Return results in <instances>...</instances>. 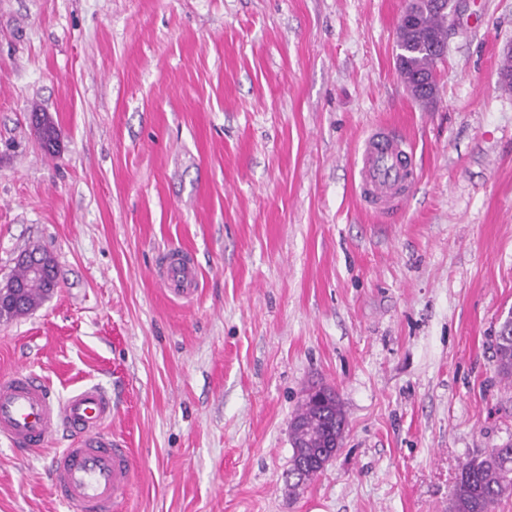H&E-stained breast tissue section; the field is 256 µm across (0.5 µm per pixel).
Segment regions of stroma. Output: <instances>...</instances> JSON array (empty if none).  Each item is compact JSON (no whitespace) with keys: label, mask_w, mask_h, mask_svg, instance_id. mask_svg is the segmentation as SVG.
<instances>
[{"label":"stroma","mask_w":512,"mask_h":512,"mask_svg":"<svg viewBox=\"0 0 512 512\" xmlns=\"http://www.w3.org/2000/svg\"><path fill=\"white\" fill-rule=\"evenodd\" d=\"M405 3L0 0V283L34 247L58 273L0 320V376L111 393L134 463L115 512H448L462 464L512 440V0H467L428 105L395 66ZM379 126L419 172L388 215L355 189ZM313 384L344 444L292 493ZM70 445L0 439V512H66ZM498 372L512 384V330L500 326L496 336Z\"/></svg>","instance_id":"obj_1"}]
</instances>
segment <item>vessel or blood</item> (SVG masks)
<instances>
[{
  "instance_id": "vessel-or-blood-1",
  "label": "vessel or blood",
  "mask_w": 512,
  "mask_h": 512,
  "mask_svg": "<svg viewBox=\"0 0 512 512\" xmlns=\"http://www.w3.org/2000/svg\"><path fill=\"white\" fill-rule=\"evenodd\" d=\"M357 167L360 198L378 214L397 209L417 178L408 141L385 128L366 138ZM111 422L112 397L101 387L83 386L59 398L33 372L0 377V438L24 450L42 447L60 430L74 439L51 467L67 512H114L131 481V454L113 438Z\"/></svg>"
}]
</instances>
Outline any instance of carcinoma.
<instances>
[{
    "mask_svg": "<svg viewBox=\"0 0 512 512\" xmlns=\"http://www.w3.org/2000/svg\"><path fill=\"white\" fill-rule=\"evenodd\" d=\"M455 23L448 19V12L429 14L421 26L413 32L406 44V67L401 71L405 83L409 84L417 74L432 72L438 60L435 46L448 44V33ZM13 279L24 284L23 304L30 303L29 288L41 290V298L49 295L42 280L29 275L20 266ZM498 372L512 384V330L500 328L496 336ZM298 430L291 436L293 447L292 464L288 475L304 474L313 480L321 472L323 463L334 449L326 444L336 440V432L345 424L344 412L339 399L318 408L310 401L300 404L291 418ZM512 497V443L492 448L480 456L462 464L452 489L449 512H496L499 502Z\"/></svg>",
    "mask_w": 512,
    "mask_h": 512,
    "instance_id": "carcinoma-1",
    "label": "carcinoma"
}]
</instances>
